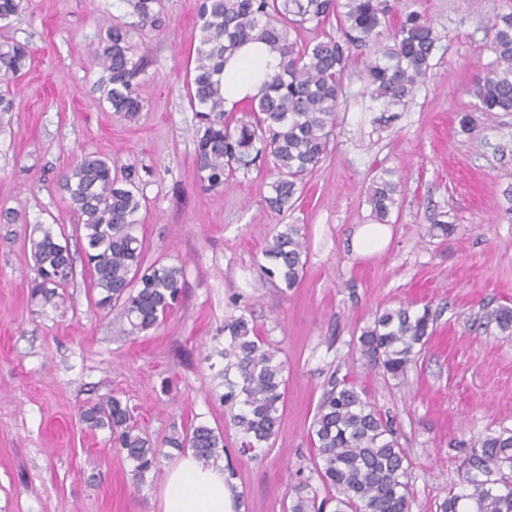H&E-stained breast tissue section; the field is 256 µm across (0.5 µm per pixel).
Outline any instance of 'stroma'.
I'll list each match as a JSON object with an SVG mask.
<instances>
[{"mask_svg": "<svg viewBox=\"0 0 512 512\" xmlns=\"http://www.w3.org/2000/svg\"><path fill=\"white\" fill-rule=\"evenodd\" d=\"M200 0H163L170 26L135 30L144 107L134 117L100 102L101 72L88 53L103 20L130 21L122 0H22L0 22V40L28 44L30 62L13 80L15 108L0 115V209L26 223L0 224V512H160L171 459L143 484L90 431L81 406L116 396L150 438L204 423L224 431L241 512H287L304 482L324 497L308 431L329 380H353L394 420L411 461L412 512H435L457 486L469 441L512 428V338L484 319L512 307V112L477 115L470 131V83L493 55L486 25L512 0H397L399 11L428 14L439 37L415 97L380 122L355 55L330 152L295 208L269 211L266 174H236L200 192L194 183L195 114L186 74L198 44ZM99 152L136 165L143 178L137 234L148 260L182 267L185 300L167 322L140 336L119 331L120 312L97 310L85 270L66 303L30 298L34 261L24 239L38 225L70 228L54 182L73 154ZM399 184L383 253L357 256L351 236L374 223L373 177ZM444 212L454 230L428 232ZM307 239L305 274L283 291L260 266L286 225ZM436 317L425 351L405 378L363 366L357 338L377 312L399 304ZM247 315L285 363L286 403L272 447L239 455L226 429L230 411L212 398L205 360L224 346V323Z\"/></svg>", "mask_w": 512, "mask_h": 512, "instance_id": "35a3bbf8", "label": "stroma"}]
</instances>
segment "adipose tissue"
I'll return each instance as SVG.
<instances>
[{"label":"adipose tissue","instance_id":"ef3b65f1","mask_svg":"<svg viewBox=\"0 0 512 512\" xmlns=\"http://www.w3.org/2000/svg\"><path fill=\"white\" fill-rule=\"evenodd\" d=\"M278 65L261 43L242 46L224 67V97L234 105L257 95ZM236 498L223 464L201 466L193 453L181 455L168 471L161 512H235Z\"/></svg>","mask_w":512,"mask_h":512}]
</instances>
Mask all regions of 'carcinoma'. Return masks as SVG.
<instances>
[{"instance_id": "1", "label": "carcinoma", "mask_w": 512, "mask_h": 512, "mask_svg": "<svg viewBox=\"0 0 512 512\" xmlns=\"http://www.w3.org/2000/svg\"><path fill=\"white\" fill-rule=\"evenodd\" d=\"M141 29L166 27L161 0H125ZM391 0H200V42L189 72L187 94L196 112L195 176L200 191L229 184L236 173L267 171L271 194L264 198L275 213L294 208L304 181L327 156L336 128L338 105L345 94L351 51L369 50L372 59L361 79L383 111L405 104L427 76L438 37L432 21L412 10L394 16ZM314 32L311 42L291 39V32ZM493 62L475 76L468 93L474 111L512 112V11L493 15L487 26ZM260 40L279 57L261 95L227 110L224 65L244 44ZM29 47L0 43V79L17 76L27 66ZM90 63L101 69V99L112 111L132 116L143 109L139 77L144 57L133 53L131 26L118 19L104 27ZM77 219L74 231L82 261L98 293L99 310L118 307L122 332L137 336L165 323L183 296V271L155 261L145 264L140 224L141 180L135 166L97 152H83L57 176ZM397 185L383 177L367 192L381 224L397 207ZM30 239L35 260L31 299L45 304L64 298L75 284L76 257L53 230L40 227ZM306 239L298 224L287 225L262 252V271L296 287L306 265ZM503 332L512 333V308L485 313ZM434 316L426 307L386 309L363 329L357 350L367 367L393 379L405 377L433 333ZM224 368L216 374L224 388L219 399L238 412L230 423L241 434L238 451H255L275 438L286 397L284 362L278 350L259 336L241 315L224 323ZM91 430L106 429L113 449L133 464L136 481L155 471L167 448L193 451L209 466L227 453L224 433L206 424L173 430L152 441L134 425L129 407L107 397L81 409ZM316 448L315 470L327 491L322 501L303 496L305 485L292 487L289 512H412L411 462L401 448L392 420L363 389L332 380L320 399L310 427ZM460 491L449 490L437 512H512V430H490L475 440L460 476Z\"/></svg>"}]
</instances>
